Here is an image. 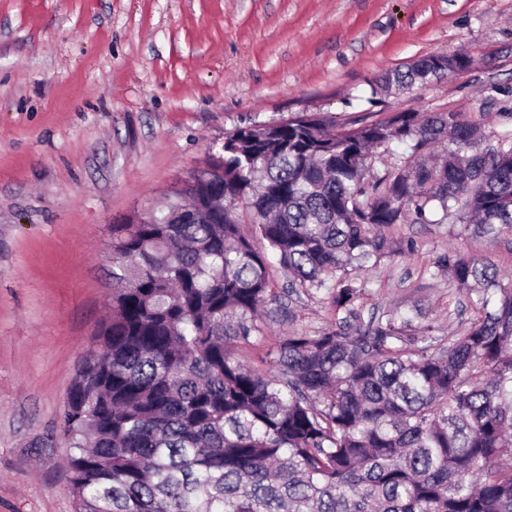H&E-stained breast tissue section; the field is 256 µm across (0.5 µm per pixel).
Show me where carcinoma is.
<instances>
[{
  "label": "carcinoma",
  "instance_id": "cac0c4a2",
  "mask_svg": "<svg viewBox=\"0 0 512 512\" xmlns=\"http://www.w3.org/2000/svg\"><path fill=\"white\" fill-rule=\"evenodd\" d=\"M431 55L383 73L408 89L467 70ZM459 112H391L356 129L319 113L238 128L194 191L114 229L112 320L60 428L76 512H512V283L448 250L438 268L476 315L446 339L386 311L363 320L359 273L409 216L512 236V133L481 148ZM415 156L370 173V151ZM245 207L267 249L241 227ZM288 292L328 294L336 325L296 333L263 372L236 357Z\"/></svg>",
  "mask_w": 512,
  "mask_h": 512
}]
</instances>
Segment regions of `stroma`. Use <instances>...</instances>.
<instances>
[{"instance_id": "stroma-1", "label": "stroma", "mask_w": 512, "mask_h": 512, "mask_svg": "<svg viewBox=\"0 0 512 512\" xmlns=\"http://www.w3.org/2000/svg\"><path fill=\"white\" fill-rule=\"evenodd\" d=\"M471 66L388 95L434 54ZM461 112L512 131V0H0V512H76L60 416L110 314L112 229L175 198L236 129L321 112L346 128ZM364 316L446 337L474 317L437 271L454 249L512 278V250L457 223L387 229ZM325 293L282 297L240 360L335 323Z\"/></svg>"}]
</instances>
